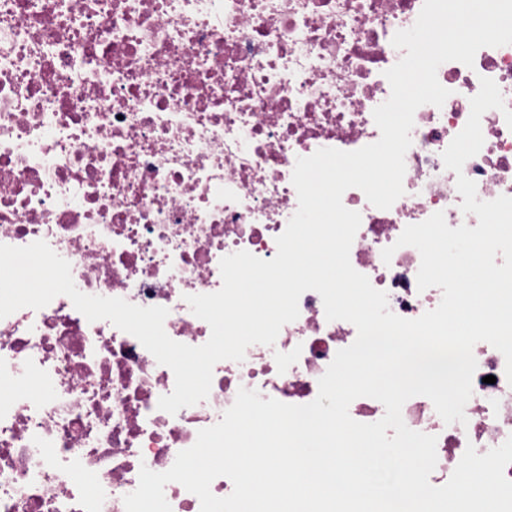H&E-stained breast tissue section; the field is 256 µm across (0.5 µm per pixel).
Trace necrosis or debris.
Returning a JSON list of instances; mask_svg holds the SVG:
<instances>
[{
	"mask_svg": "<svg viewBox=\"0 0 512 512\" xmlns=\"http://www.w3.org/2000/svg\"><path fill=\"white\" fill-rule=\"evenodd\" d=\"M423 3L0 0V244L45 241L82 293L166 307L169 337L205 344L211 329L187 296L221 288L226 255L275 257L298 208L297 158L379 140L373 111L391 94L386 70L404 55L392 38ZM484 77L512 110V44L481 48L470 67L443 63L437 78L450 95L415 112L404 195L379 209L360 189L343 194L361 215L350 262L400 317L442 299L440 288L418 289L420 253L396 244L404 228L438 211L453 228L478 224L442 154ZM503 111L483 114L484 144L463 166L483 201L512 196ZM356 337L305 292L274 345L218 362L207 399L171 415L158 401L174 374L133 335L88 321L64 295L19 309L0 319V512H125L141 467L167 471L239 388L309 403ZM473 354L466 423H445L424 396L402 407L409 428L437 438L435 486L467 446L482 455L512 437L505 358L485 342Z\"/></svg>",
	"mask_w": 512,
	"mask_h": 512,
	"instance_id": "necrosis-or-debris-1",
	"label": "necrosis or debris"
}]
</instances>
